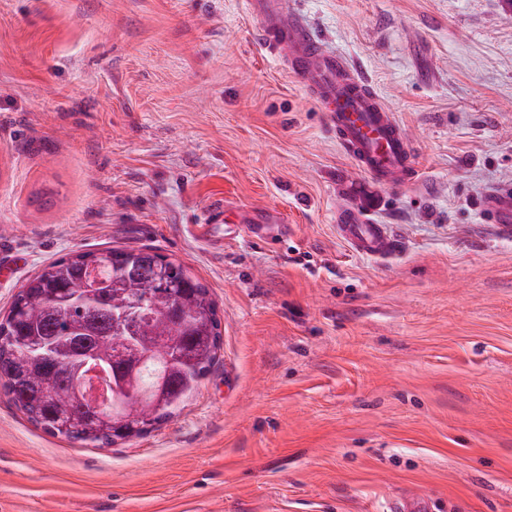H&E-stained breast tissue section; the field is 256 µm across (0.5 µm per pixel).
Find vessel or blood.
I'll return each mask as SVG.
<instances>
[{"label":"vessel or blood","instance_id":"vessel-or-blood-1","mask_svg":"<svg viewBox=\"0 0 512 512\" xmlns=\"http://www.w3.org/2000/svg\"><path fill=\"white\" fill-rule=\"evenodd\" d=\"M247 5L258 40L286 61L327 112L337 142L372 184L360 207L344 210L340 236L358 254L392 257L396 243L387 226L373 219L382 205L373 189L415 176V152L402 125L343 57L324 49L299 16L286 13L282 0H247ZM485 209L493 223L512 232L511 191L489 193Z\"/></svg>","mask_w":512,"mask_h":512}]
</instances>
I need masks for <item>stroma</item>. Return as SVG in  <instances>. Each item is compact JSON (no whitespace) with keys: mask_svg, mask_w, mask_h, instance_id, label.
I'll list each match as a JSON object with an SVG mask.
<instances>
[{"mask_svg":"<svg viewBox=\"0 0 512 512\" xmlns=\"http://www.w3.org/2000/svg\"><path fill=\"white\" fill-rule=\"evenodd\" d=\"M285 3L411 140L416 180L374 215L390 259L340 236L363 175L245 0H0V317L71 251L149 247L223 336L174 417L109 447L0 392V512H512V236L484 209L512 190V11Z\"/></svg>","mask_w":512,"mask_h":512,"instance_id":"obj_1","label":"stroma"}]
</instances>
